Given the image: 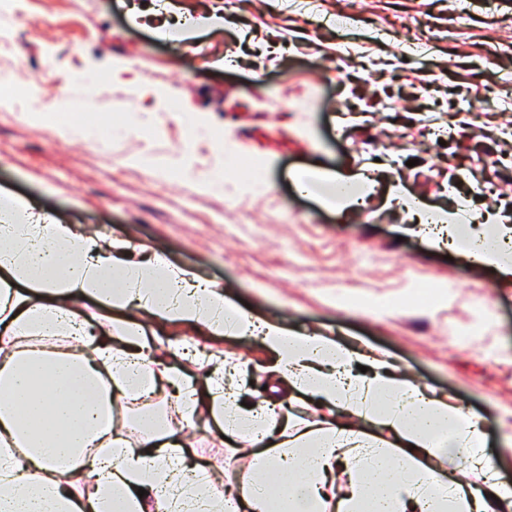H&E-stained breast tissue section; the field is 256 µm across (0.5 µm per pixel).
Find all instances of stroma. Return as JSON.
<instances>
[{
  "label": "stroma",
  "instance_id": "stroma-1",
  "mask_svg": "<svg viewBox=\"0 0 512 512\" xmlns=\"http://www.w3.org/2000/svg\"><path fill=\"white\" fill-rule=\"evenodd\" d=\"M168 2L0 0V196L131 241L134 258L217 284L255 318L386 359L482 416L512 484V278L435 246L387 198L399 185L433 209L512 218V0ZM57 86L65 98L50 97ZM185 113L208 134L190 138ZM223 134L236 154L215 148ZM315 164L374 191L336 211L296 189ZM261 166L265 187L240 183ZM142 325L199 345L202 362L166 360L193 382L218 355L251 403L323 420L268 374L261 337ZM146 410L166 414L215 484L256 468L247 439L225 446L215 421L186 423L165 392L113 416L137 440Z\"/></svg>",
  "mask_w": 512,
  "mask_h": 512
}]
</instances>
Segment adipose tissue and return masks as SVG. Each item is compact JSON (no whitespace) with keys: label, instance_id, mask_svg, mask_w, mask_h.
I'll use <instances>...</instances> for the list:
<instances>
[{"label":"adipose tissue","instance_id":"ef3b65f1","mask_svg":"<svg viewBox=\"0 0 512 512\" xmlns=\"http://www.w3.org/2000/svg\"><path fill=\"white\" fill-rule=\"evenodd\" d=\"M299 190L344 210L373 190L368 178L312 167ZM411 223L444 225L455 249L512 277V227L495 214L431 213L405 196ZM130 244L76 232L0 202V512H224L227 499L188 441L161 426L131 441L112 414L114 400L169 389L184 418L210 415L225 436L247 437L256 471L242 482L244 512H512V485L464 486L461 475L491 473L479 416L424 393L387 362L335 340L255 322L220 287L162 260L128 259ZM93 296L110 312L88 317ZM200 331L260 334L274 374L325 406L337 424L297 426L269 407L243 406L216 363L204 388L164 365L136 311ZM70 337L78 353L32 348L35 337ZM370 420L388 438L360 427ZM452 448L458 478L443 481L432 458ZM145 496H138V489Z\"/></svg>","mask_w":512,"mask_h":512}]
</instances>
